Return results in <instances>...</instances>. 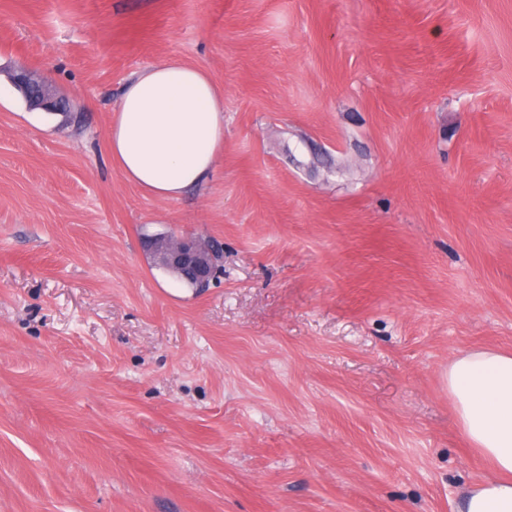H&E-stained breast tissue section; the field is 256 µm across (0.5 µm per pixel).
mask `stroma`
I'll list each match as a JSON object with an SVG mask.
<instances>
[{
  "label": "stroma",
  "mask_w": 512,
  "mask_h": 512,
  "mask_svg": "<svg viewBox=\"0 0 512 512\" xmlns=\"http://www.w3.org/2000/svg\"><path fill=\"white\" fill-rule=\"evenodd\" d=\"M169 57L224 152L160 201L105 132ZM0 87V512H458L448 365L512 352V0H0ZM149 251L155 254L168 268L187 279L196 280L206 287L214 277L216 249L210 243L190 236L174 238L158 235L150 239Z\"/></svg>",
  "instance_id": "obj_1"
}]
</instances>
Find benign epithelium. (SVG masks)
I'll use <instances>...</instances> for the list:
<instances>
[{"instance_id":"obj_1","label":"benign epithelium","mask_w":512,"mask_h":512,"mask_svg":"<svg viewBox=\"0 0 512 512\" xmlns=\"http://www.w3.org/2000/svg\"><path fill=\"white\" fill-rule=\"evenodd\" d=\"M149 251L168 268L203 287L214 277L216 250L208 242L190 236L158 235L150 239Z\"/></svg>"}]
</instances>
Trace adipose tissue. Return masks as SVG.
I'll use <instances>...</instances> for the list:
<instances>
[{
  "instance_id": "1",
  "label": "adipose tissue",
  "mask_w": 512,
  "mask_h": 512,
  "mask_svg": "<svg viewBox=\"0 0 512 512\" xmlns=\"http://www.w3.org/2000/svg\"><path fill=\"white\" fill-rule=\"evenodd\" d=\"M106 145L121 178L162 201L206 184L224 150V93L201 66L172 58L127 81ZM459 426L491 474L460 512H512V354L482 349L448 366Z\"/></svg>"
}]
</instances>
